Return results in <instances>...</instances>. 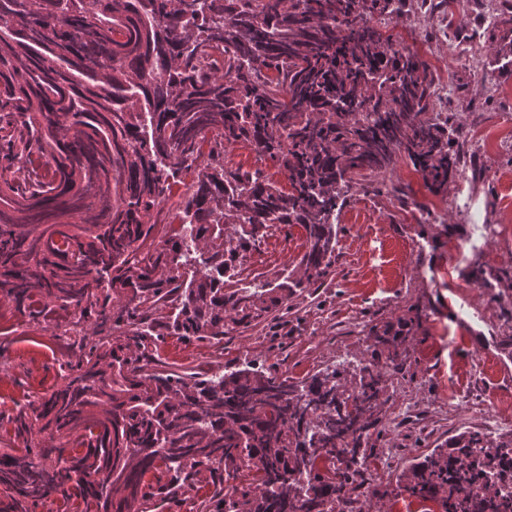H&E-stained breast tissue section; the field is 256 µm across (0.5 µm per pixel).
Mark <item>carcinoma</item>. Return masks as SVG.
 <instances>
[{
	"label": "carcinoma",
	"mask_w": 512,
	"mask_h": 512,
	"mask_svg": "<svg viewBox=\"0 0 512 512\" xmlns=\"http://www.w3.org/2000/svg\"><path fill=\"white\" fill-rule=\"evenodd\" d=\"M398 2L0 0V294L33 319L63 311L55 327L75 352L60 387L0 414L10 512H38L67 484L83 512H157L204 473L207 512H325L329 499L357 512L352 479L376 459L363 443L381 422L378 366L349 389L335 371L172 369L160 349L219 344L291 311L297 289L331 276L348 193L374 190L399 155L431 188L463 174L460 128L424 118V64L373 23ZM487 40L512 64L511 26ZM239 142L290 189L227 166ZM281 224L304 230V253L244 283L246 254ZM468 276L512 290L508 271ZM474 448L512 469V433L462 431L384 495L456 507ZM320 451L345 471L316 469ZM302 473L305 493L291 480Z\"/></svg>",
	"instance_id": "1"
}]
</instances>
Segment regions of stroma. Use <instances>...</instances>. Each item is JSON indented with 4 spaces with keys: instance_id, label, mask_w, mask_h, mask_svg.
<instances>
[{
    "instance_id": "obj_1",
    "label": "stroma",
    "mask_w": 512,
    "mask_h": 512,
    "mask_svg": "<svg viewBox=\"0 0 512 512\" xmlns=\"http://www.w3.org/2000/svg\"><path fill=\"white\" fill-rule=\"evenodd\" d=\"M489 0H449L432 11L403 0L389 33L427 66L442 116L464 138L461 161L479 164L481 181L461 176L431 192L406 157L382 179L393 192L353 189L338 220L331 277L310 288L274 326L236 329L222 345L169 341L163 360L203 371L251 361L279 375L303 379L329 368L353 380L351 366L385 361L389 351L405 359L388 374V402L367 445L383 463L380 485L456 434L494 436L512 430V360L494 339L512 335V291L496 303L467 273L512 263V236L485 245L466 262H454L455 246L471 234L468 214L487 224L512 220V139L488 155L477 138L502 130L512 116V73L498 70L497 48L483 40ZM305 250L300 227L270 231L244 264L246 281L266 280L292 269ZM390 327L389 345L376 343L372 327ZM52 322L18 313L0 296V411L36 400L61 380V354Z\"/></svg>"
}]
</instances>
